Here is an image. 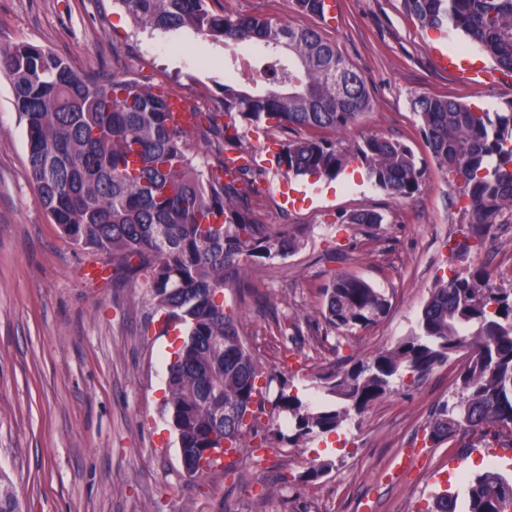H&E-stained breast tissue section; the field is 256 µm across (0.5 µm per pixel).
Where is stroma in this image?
I'll return each mask as SVG.
<instances>
[{
  "label": "stroma",
  "mask_w": 512,
  "mask_h": 512,
  "mask_svg": "<svg viewBox=\"0 0 512 512\" xmlns=\"http://www.w3.org/2000/svg\"><path fill=\"white\" fill-rule=\"evenodd\" d=\"M336 19L298 12L293 0H210L214 12L268 16L313 27L336 42L364 78L371 106L337 141L372 135L405 143L424 173L420 193L401 199L365 169L336 179L291 178L261 159L263 193L253 208L269 235L289 232L300 246L245 266L237 285L251 292L243 333L286 390L307 395L314 377L345 370L412 334L437 275L457 267L456 249L471 229L460 184L449 183L427 147L415 96L446 97L493 112L512 97V78L462 33L422 30L401 0H336ZM31 43L108 78L127 76L177 94L201 111H223L224 47L193 29L138 30L120 0H0V48ZM457 57L463 70L440 63ZM372 211L379 224H346ZM475 263L512 286V223L497 225ZM105 256L71 244L52 224L29 176L24 123L0 75V474L22 512H425L433 496L462 490L460 473L482 470L481 431L425 444L433 407L455 398L459 351L420 381L405 380L336 431L291 444L281 417L264 416L268 445L246 448L231 466L186 474L178 435L164 406L167 365L182 332L146 322L151 297L121 276L89 280ZM378 288L390 308L370 327L327 328L322 290L339 275ZM288 317L298 335L272 336ZM465 469H457V459ZM331 462L319 479L314 464Z\"/></svg>",
  "instance_id": "35a3bbf8"
}]
</instances>
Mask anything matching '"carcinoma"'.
<instances>
[{
    "instance_id": "carcinoma-1",
    "label": "carcinoma",
    "mask_w": 512,
    "mask_h": 512,
    "mask_svg": "<svg viewBox=\"0 0 512 512\" xmlns=\"http://www.w3.org/2000/svg\"><path fill=\"white\" fill-rule=\"evenodd\" d=\"M136 27L169 32L190 27L229 51L260 44L266 63L260 93L224 76L221 125L199 113L197 127L210 156L197 160L191 132L169 123L163 95L134 78L90 77L40 46L22 43L0 52V73L11 83L24 120L31 180L52 223L73 243L105 254L126 280L152 297L151 322L183 326L187 340L173 352L167 408L185 456L224 444L244 448L258 432L275 379L241 332L237 306L216 304L241 266L272 260L298 247L297 237H270L252 207L259 175L242 168L219 179L229 152H243L234 120L301 130L280 144L274 159L288 175L336 178L359 161L381 189L401 198L419 193L423 173L412 149L370 136L345 148L330 137L365 112L369 91L336 42L312 27L272 17L218 14L206 0H119ZM426 30L463 32L512 74V0H402ZM299 12L321 17L325 0H295ZM433 157L462 183L476 250L505 212L512 213V99L493 114L446 97L412 100ZM360 211L343 224H379ZM389 301L365 280L345 274L325 290L322 315L334 331L365 329ZM418 330L347 370L315 376L312 400L280 388L271 405L288 418L290 443L337 430L394 390L396 381L422 379L460 349L470 350L455 380L457 398L431 412L425 439L441 442L460 430L512 436V288L490 286L482 265L454 268L436 280ZM443 494L425 512H456ZM512 478L495 467L468 481L465 512H509ZM0 512H21L17 496L0 485Z\"/></svg>"
}]
</instances>
